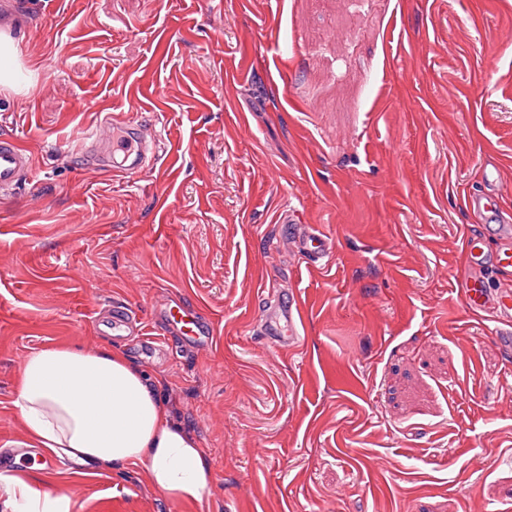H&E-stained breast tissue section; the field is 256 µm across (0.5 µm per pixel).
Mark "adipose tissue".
Instances as JSON below:
<instances>
[{
	"instance_id": "obj_1",
	"label": "adipose tissue",
	"mask_w": 512,
	"mask_h": 512,
	"mask_svg": "<svg viewBox=\"0 0 512 512\" xmlns=\"http://www.w3.org/2000/svg\"><path fill=\"white\" fill-rule=\"evenodd\" d=\"M35 73L20 44L0 31V89L25 93ZM13 406L26 436L59 462L95 468L132 465L169 498L200 503L212 473L197 438L173 422L157 390L125 354L68 343L22 361ZM67 494L0 476L5 512H69Z\"/></svg>"
}]
</instances>
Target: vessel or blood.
Segmentation results:
<instances>
[{
    "label": "vessel or blood",
    "mask_w": 512,
    "mask_h": 512,
    "mask_svg": "<svg viewBox=\"0 0 512 512\" xmlns=\"http://www.w3.org/2000/svg\"><path fill=\"white\" fill-rule=\"evenodd\" d=\"M146 125L132 115H107L95 130L85 132L79 150L82 156L92 157L98 169L115 174H130L144 168L149 144ZM32 161L15 138L0 139V192L14 191L23 176L30 172ZM467 206L487 217L480 232L468 237L465 246L464 271L457 281L458 291L467 308L475 314L492 313L497 319L512 316V281L503 280L497 289L486 286L489 270H512V225L502 222V210L496 192L490 191L466 199ZM498 241L494 251L484 249L485 237ZM294 251L301 257H324L331 253L333 242L315 224L294 225L290 233ZM278 321L274 330L278 344L293 345L300 338L301 306L297 296L276 303L271 309ZM168 324L179 327L183 335L200 333L196 315L180 302L167 305L164 312Z\"/></svg>",
    "instance_id": "obj_1"
}]
</instances>
